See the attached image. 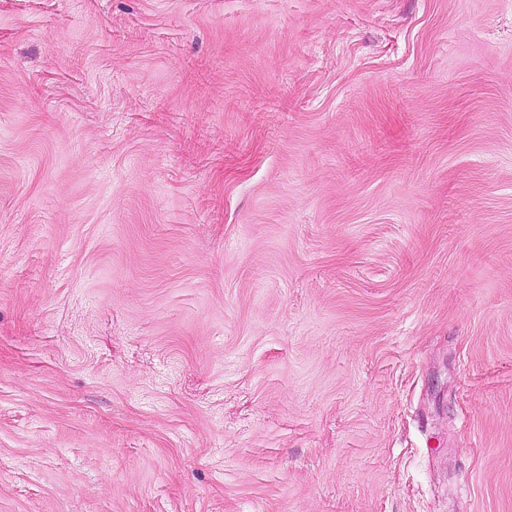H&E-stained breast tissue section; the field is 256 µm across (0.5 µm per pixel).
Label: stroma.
Segmentation results:
<instances>
[{
  "instance_id": "stroma-1",
  "label": "stroma",
  "mask_w": 512,
  "mask_h": 512,
  "mask_svg": "<svg viewBox=\"0 0 512 512\" xmlns=\"http://www.w3.org/2000/svg\"><path fill=\"white\" fill-rule=\"evenodd\" d=\"M0 512H512V0H0Z\"/></svg>"
}]
</instances>
